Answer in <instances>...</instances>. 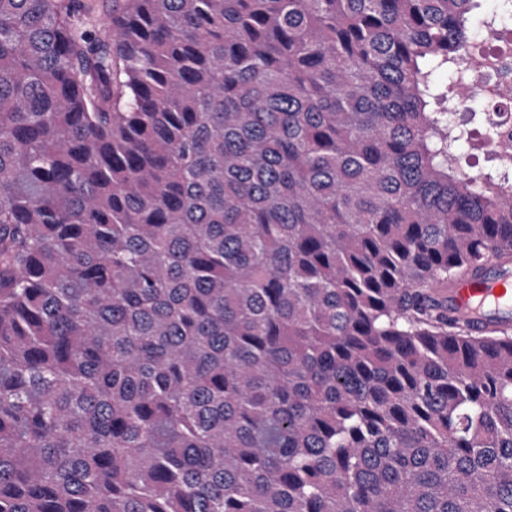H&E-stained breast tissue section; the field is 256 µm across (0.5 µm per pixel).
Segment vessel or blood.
I'll return each mask as SVG.
<instances>
[{"instance_id": "vessel-or-blood-1", "label": "vessel or blood", "mask_w": 512, "mask_h": 512, "mask_svg": "<svg viewBox=\"0 0 512 512\" xmlns=\"http://www.w3.org/2000/svg\"><path fill=\"white\" fill-rule=\"evenodd\" d=\"M512 298V273L503 270L497 254L484 262L482 275L460 280L448 295V307L453 315L464 318L476 333H484L490 324L487 314L499 308L504 297Z\"/></svg>"}]
</instances>
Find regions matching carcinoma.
I'll return each instance as SVG.
<instances>
[{
	"instance_id": "1",
	"label": "carcinoma",
	"mask_w": 512,
	"mask_h": 512,
	"mask_svg": "<svg viewBox=\"0 0 512 512\" xmlns=\"http://www.w3.org/2000/svg\"><path fill=\"white\" fill-rule=\"evenodd\" d=\"M483 2L0 0V512H512ZM483 271L480 276L457 281L448 294L452 314L464 318L479 334L490 328L486 313L497 310L507 295L512 300V274L501 268L496 252L487 257Z\"/></svg>"
}]
</instances>
